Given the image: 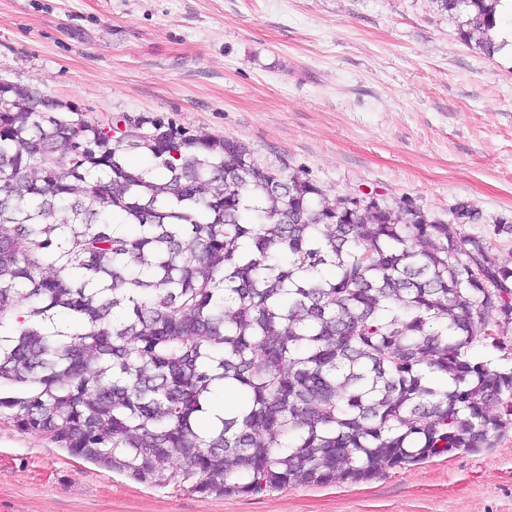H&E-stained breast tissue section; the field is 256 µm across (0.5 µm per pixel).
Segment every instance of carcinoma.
Listing matches in <instances>:
<instances>
[{
    "label": "carcinoma",
    "mask_w": 512,
    "mask_h": 512,
    "mask_svg": "<svg viewBox=\"0 0 512 512\" xmlns=\"http://www.w3.org/2000/svg\"><path fill=\"white\" fill-rule=\"evenodd\" d=\"M497 2L436 0L488 56ZM122 119L148 140L0 82V417L219 497L369 481L512 425V366L482 354L508 349L512 267L485 239ZM221 384L243 407L204 432Z\"/></svg>",
    "instance_id": "carcinoma-1"
}]
</instances>
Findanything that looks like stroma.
<instances>
[{"label": "stroma", "instance_id": "obj_1", "mask_svg": "<svg viewBox=\"0 0 512 512\" xmlns=\"http://www.w3.org/2000/svg\"><path fill=\"white\" fill-rule=\"evenodd\" d=\"M0 81L88 120L239 141L329 196L378 195L512 263V55L462 42L435 0H0ZM0 512H512V429L357 484L217 498L76 460L0 420Z\"/></svg>", "mask_w": 512, "mask_h": 512}]
</instances>
